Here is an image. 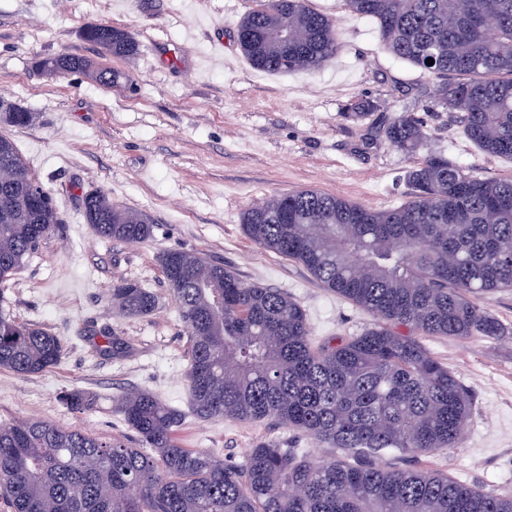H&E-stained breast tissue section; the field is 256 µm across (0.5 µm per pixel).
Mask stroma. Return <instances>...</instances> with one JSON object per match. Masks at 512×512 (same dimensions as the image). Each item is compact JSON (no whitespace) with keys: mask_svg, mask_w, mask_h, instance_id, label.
Here are the masks:
<instances>
[{"mask_svg":"<svg viewBox=\"0 0 512 512\" xmlns=\"http://www.w3.org/2000/svg\"><path fill=\"white\" fill-rule=\"evenodd\" d=\"M307 4L334 23L335 56L313 70L269 74L250 65L236 40L254 0H0V99L34 116L23 128L0 122V134L14 142L62 221L7 283L5 300L19 321L64 341L60 363L46 372L0 370V424L37 418L131 444L135 437L114 402L145 390L184 415L177 431L183 447L238 463L257 444L276 442L353 462L345 450L274 421L192 415L189 337L159 255L199 252L244 282L287 293L306 311L314 342L354 336L374 317L301 264L250 240L243 212L306 189L387 209L409 198L406 175L426 152L489 179H512V161L477 149L453 112H427L431 136L422 152L392 146L380 129L384 112L424 109L434 76L393 59L375 24L345 0ZM102 22L128 31L140 54L117 58L84 41V28ZM65 52L123 77L104 86L82 73L55 77L38 69L39 60ZM362 98L379 111L361 123L349 120L347 105ZM90 190L146 214L153 237L129 244L97 236L80 208ZM120 280L149 288L157 309L119 314L110 290ZM477 302L504 335L421 339L471 396L463 441L443 454H388L381 462L434 470L496 494L512 491V289L480 294ZM107 336L124 339L129 355L102 353ZM73 390L95 396V406L68 410L60 395Z\"/></svg>","mask_w":512,"mask_h":512,"instance_id":"stroma-1","label":"stroma"}]
</instances>
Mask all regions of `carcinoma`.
<instances>
[{
	"mask_svg": "<svg viewBox=\"0 0 512 512\" xmlns=\"http://www.w3.org/2000/svg\"><path fill=\"white\" fill-rule=\"evenodd\" d=\"M239 22L247 61L268 73L298 72L336 54L330 19L306 0H256ZM375 21L389 53L439 79L434 106L459 113L464 135L482 151L512 160V0H345ZM118 28L88 26L83 39L119 58L140 52ZM434 59L429 66L426 60ZM41 66L90 70L61 54ZM378 106L348 109L366 120ZM24 127L31 113L5 112ZM386 137L414 153L429 138L414 112L386 119ZM412 193L376 210L315 190L289 192L246 209L244 233L264 249L303 265L329 291L366 309L376 323L360 335L313 345L307 314L275 288L247 284L199 253L170 249L160 264L190 336L187 384L194 416L273 420L353 464L261 443L241 463L184 448L182 414L149 391L131 392L114 410L139 447L26 419L0 426V495L13 512H512L511 494H487L428 470L376 465L446 452L460 444L471 414L466 389L415 337L500 336V323L473 301L512 288V180L478 177L428 154L408 173ZM49 196L32 180L13 143L0 135V286L60 225L52 206L33 209L27 194ZM83 216L105 239L139 243L153 235L142 213L93 190ZM125 316L147 315L157 297L137 283L112 286ZM63 341L0 307V368L38 375L56 366ZM61 401L93 406L81 391Z\"/></svg>",
	"mask_w": 512,
	"mask_h": 512,
	"instance_id": "obj_1",
	"label": "carcinoma"
}]
</instances>
